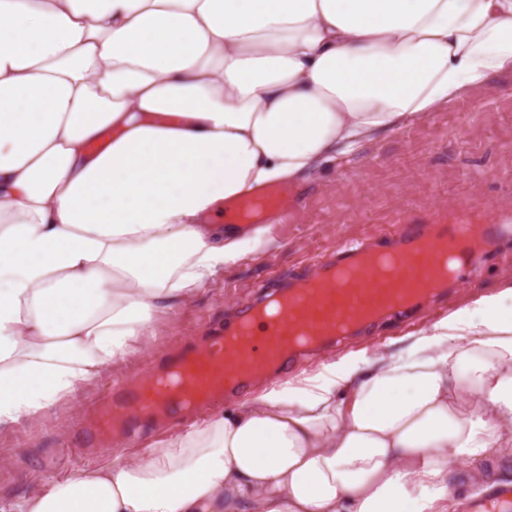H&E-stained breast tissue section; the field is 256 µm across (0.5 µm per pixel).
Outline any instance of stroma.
Wrapping results in <instances>:
<instances>
[{
	"instance_id": "stroma-1",
	"label": "stroma",
	"mask_w": 512,
	"mask_h": 512,
	"mask_svg": "<svg viewBox=\"0 0 512 512\" xmlns=\"http://www.w3.org/2000/svg\"><path fill=\"white\" fill-rule=\"evenodd\" d=\"M294 218L271 224L269 245L225 264L188 302L158 312L147 343L119 358L95 384L22 425L0 429V496L33 489L42 480L72 474L95 458L113 460L144 451L181 434L183 425L159 431L146 427L136 441L113 440L94 454L74 444L108 385L161 368L183 348L232 322L244 298L271 292L311 272L315 260L344 245H386L398 219L420 220L462 209L492 215L512 212V74L495 73L481 85L414 121L339 158L311 179L289 187ZM473 278L448 284L439 302L390 317L361 335L317 353L290 368L289 376L313 373L348 355L369 358L401 345L450 310L512 281V233L495 249L475 253Z\"/></svg>"
}]
</instances>
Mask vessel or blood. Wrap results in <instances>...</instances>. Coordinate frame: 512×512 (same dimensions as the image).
Listing matches in <instances>:
<instances>
[{"mask_svg": "<svg viewBox=\"0 0 512 512\" xmlns=\"http://www.w3.org/2000/svg\"><path fill=\"white\" fill-rule=\"evenodd\" d=\"M287 200V189L269 187L238 199L228 213L255 223L263 215L283 213ZM509 232L507 214L436 213L424 223L406 219L398 247L384 260H375L367 247L343 249L335 259L318 262L312 276L261 300L243 301L232 328L186 348L165 370L112 386L82 441L97 448L144 425L189 418L198 407L275 372L284 360L303 363L383 316L431 302L446 292L438 284L442 268H449L452 278H464L476 248ZM464 512H512V484L471 498Z\"/></svg>", "mask_w": 512, "mask_h": 512, "instance_id": "obj_1", "label": "vessel or blood"}]
</instances>
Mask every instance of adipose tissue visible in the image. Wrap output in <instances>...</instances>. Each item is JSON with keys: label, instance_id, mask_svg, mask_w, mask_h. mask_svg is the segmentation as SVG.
Returning a JSON list of instances; mask_svg holds the SVG:
<instances>
[{"label": "adipose tissue", "instance_id": "1", "mask_svg": "<svg viewBox=\"0 0 512 512\" xmlns=\"http://www.w3.org/2000/svg\"><path fill=\"white\" fill-rule=\"evenodd\" d=\"M512 72V0H0V428L99 380L306 179ZM512 451V282L0 512H448Z\"/></svg>", "mask_w": 512, "mask_h": 512}]
</instances>
